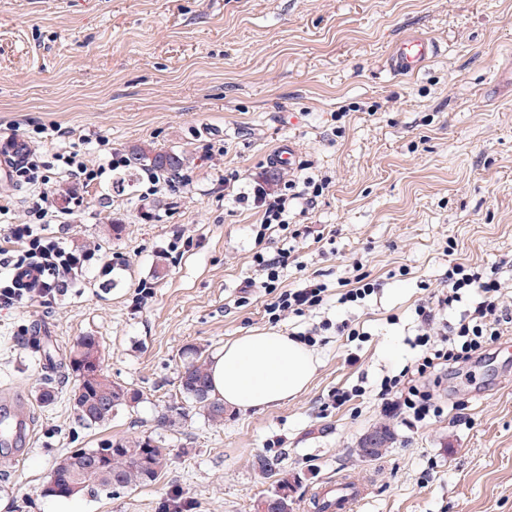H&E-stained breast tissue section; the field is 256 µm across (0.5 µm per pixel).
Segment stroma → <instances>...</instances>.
I'll use <instances>...</instances> for the list:
<instances>
[{
	"label": "stroma",
	"mask_w": 512,
	"mask_h": 512,
	"mask_svg": "<svg viewBox=\"0 0 512 512\" xmlns=\"http://www.w3.org/2000/svg\"><path fill=\"white\" fill-rule=\"evenodd\" d=\"M410 34L434 39L438 54L400 77L386 60ZM511 69L512 0H0V142L44 128L55 171L56 154L98 165L134 144L190 159L172 189L136 174L116 191L104 174L75 212L59 195L66 179H52L63 237L95 259L65 295L0 309V391L27 397L34 422L28 446L0 461V512H160L176 490L192 512H256L272 487L252 467L258 455L297 477L296 512H312L317 488L343 475L372 483L358 512H512V324L495 354L449 370L440 417L407 428L373 393L416 358L414 309L449 264L496 268L512 306ZM288 145L293 168L273 169ZM272 172L327 186L314 204L291 201L288 230L260 240L263 212L240 197ZM37 194L0 177V223L25 220ZM179 235L189 246L170 248ZM282 249V287L308 278L327 293L273 325L254 255ZM359 266L380 289L338 303ZM145 282L153 296L140 307ZM325 321L300 395L226 410L220 426L186 406V349L210 359L255 331ZM341 322L366 338L338 335ZM82 336L99 341L104 375L141 394L104 430L79 425L75 378L60 365ZM355 385L363 396L330 407L332 391ZM383 424L393 444L359 458L360 437ZM144 435L172 450L157 481L42 495L61 454Z\"/></svg>",
	"instance_id": "stroma-1"
}]
</instances>
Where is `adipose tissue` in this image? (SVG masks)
Here are the masks:
<instances>
[{"label": "adipose tissue", "mask_w": 512, "mask_h": 512, "mask_svg": "<svg viewBox=\"0 0 512 512\" xmlns=\"http://www.w3.org/2000/svg\"><path fill=\"white\" fill-rule=\"evenodd\" d=\"M317 364L311 348L286 334L240 336L225 343L210 364L212 394L229 407L264 409L305 391Z\"/></svg>", "instance_id": "adipose-tissue-1"}]
</instances>
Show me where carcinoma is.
<instances>
[{
    "mask_svg": "<svg viewBox=\"0 0 512 512\" xmlns=\"http://www.w3.org/2000/svg\"><path fill=\"white\" fill-rule=\"evenodd\" d=\"M187 157L175 152L157 150L149 145H133L128 149L130 174L154 171L160 175H177ZM100 345L94 336L80 337L69 352V365L76 376L73 390L78 421L87 429L107 426L122 408L140 399L132 388L115 384L103 374L88 371L86 363L99 357ZM184 399L204 413L211 424L224 423V402L212 398L209 364L196 351H191L179 377ZM170 449L150 436L106 439L96 448H73L58 457L52 466L47 488L50 496L68 497L80 493L94 496L104 490L146 485L155 481L167 468ZM253 468L273 479L272 490L257 504L258 512H276L271 505L277 493L292 490L288 472L276 469L266 457L258 455Z\"/></svg>",
    "mask_w": 512,
    "mask_h": 512,
    "instance_id": "cac0c4a2",
    "label": "carcinoma"
}]
</instances>
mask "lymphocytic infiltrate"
<instances>
[{
	"mask_svg": "<svg viewBox=\"0 0 512 512\" xmlns=\"http://www.w3.org/2000/svg\"><path fill=\"white\" fill-rule=\"evenodd\" d=\"M63 173L76 192L74 204H82L81 189L97 182L106 172L118 171L125 158L112 153L107 163L91 166L77 153L57 156ZM15 184L36 185L40 192L30 208L31 221L12 224L7 228V246L0 247V268L7 277L0 279V305L22 306L35 301H48L60 295L62 288L74 285L76 277L93 259L91 252L70 246L64 237L51 232L59 211L50 196V177L36 152H28L25 160L13 166ZM325 188L324 182L304 178L289 182L286 192L270 193L254 187L253 201L263 209L261 230L271 225L287 227L288 200L296 198L313 203ZM256 262L265 278L261 283L270 300L265 307L269 322L276 323L285 316H301L320 306L325 297L324 284L311 281L300 288L280 285V271L288 264L287 251L268 257L256 254ZM473 301L455 323H447L443 314L460 303L464 296ZM415 314L421 331L414 340L420 353L413 365L401 375L386 376L380 381L377 398L386 411L398 414L406 427L431 417L441 416L443 407L427 389L429 380H441L444 368L481 358L501 337V327L512 324V308L503 302V288L494 272L456 262L448 267L442 288L420 304Z\"/></svg>",
	"mask_w": 512,
	"mask_h": 512,
	"instance_id": "obj_1",
	"label": "lymphocytic infiltrate"
}]
</instances>
